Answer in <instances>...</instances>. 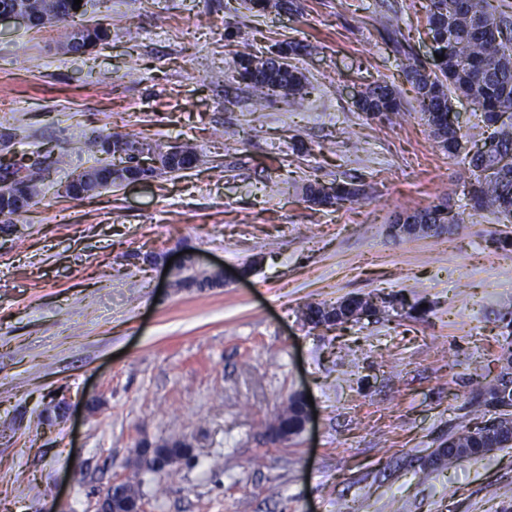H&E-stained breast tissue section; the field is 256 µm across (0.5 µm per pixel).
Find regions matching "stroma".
Returning a JSON list of instances; mask_svg holds the SVG:
<instances>
[{
	"mask_svg": "<svg viewBox=\"0 0 512 512\" xmlns=\"http://www.w3.org/2000/svg\"><path fill=\"white\" fill-rule=\"evenodd\" d=\"M303 15L242 0H100L92 53L64 27L0 26V160L62 156L17 230L0 233V512H95L127 479L144 512H512V447L435 461L475 426L512 336V224L484 211L430 237L394 216L459 209L472 174L416 110L404 50L433 68L429 0H301ZM402 31L384 29L387 16ZM300 40L305 94L253 111L233 80L241 46ZM112 74L110 84L96 81ZM392 82L404 115L368 120L354 94ZM180 143L194 167L74 201L60 182L95 164L91 129ZM355 180L364 198L307 202L308 184ZM223 266L220 288L178 290L168 260ZM405 298L314 329L301 311L352 295ZM316 419L281 443L266 429L295 393ZM66 415L47 414L55 397ZM185 440L152 473L141 444ZM109 34L106 28L94 26L91 46L95 47L107 40ZM67 48L74 54H86L91 50L89 42L84 37L82 29H74L71 31L70 37L66 43Z\"/></svg>",
	"mask_w": 512,
	"mask_h": 512,
	"instance_id": "1",
	"label": "stroma"
}]
</instances>
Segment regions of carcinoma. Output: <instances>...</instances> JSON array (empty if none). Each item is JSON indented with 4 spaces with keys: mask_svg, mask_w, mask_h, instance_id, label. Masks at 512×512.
<instances>
[{
    "mask_svg": "<svg viewBox=\"0 0 512 512\" xmlns=\"http://www.w3.org/2000/svg\"><path fill=\"white\" fill-rule=\"evenodd\" d=\"M46 22L37 29L59 24L74 28L83 22L89 0H82L81 7L74 0H16ZM246 9L261 13L274 6L285 11H299L298 0H245ZM429 34L435 53L444 57L435 61V69L428 72L412 53L404 54L401 66L416 92L419 112L426 124L443 131L441 146L448 153L461 152L462 139L481 138L484 151L466 154L468 165L475 176L468 191V201L474 210H490L512 223V18L496 14L491 0H429ZM306 50V46L289 41L278 45L274 58L264 63L247 51L236 54L235 77L250 88L256 103L273 96L287 98L303 90L305 75L292 60ZM464 99L480 112V122L462 133L450 127L448 114L452 99ZM399 92L387 82H376L362 91V100L356 105L368 119L389 117L401 112ZM90 139L112 140L114 147L126 146L131 151L139 141L127 135L91 130ZM49 160L43 169L48 177L58 169L60 158L52 152H22L19 158L0 168L12 170L16 175L37 164L39 157ZM364 195L363 185L354 182L338 183L326 189L314 183L306 189V199L314 206L332 207L359 202ZM465 212L450 214L448 206L435 205L414 213L421 224H462ZM313 326H318L330 316L339 320L348 317L345 312L335 313L324 304L309 307ZM502 382L485 388L480 394L479 405L499 411L506 416L505 406L512 407V392L504 394ZM452 447L461 449L458 454L448 453L443 459L453 463L463 458L479 457L491 448H511L512 433L505 431L491 439L477 426L448 435ZM156 457L179 463L190 456V448L175 440L154 449Z\"/></svg>",
    "mask_w": 512,
    "mask_h": 512,
    "instance_id": "cac0c4a2",
    "label": "carcinoma"
}]
</instances>
